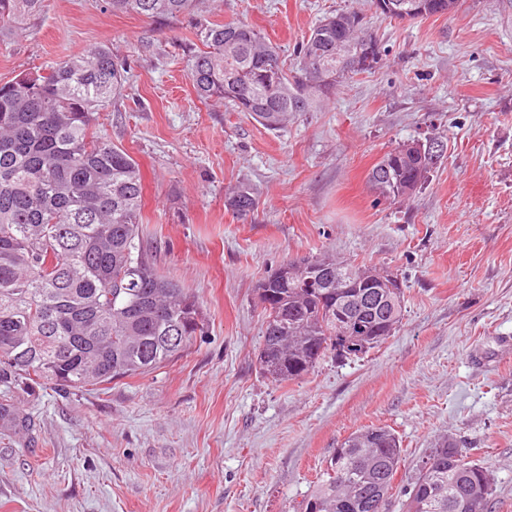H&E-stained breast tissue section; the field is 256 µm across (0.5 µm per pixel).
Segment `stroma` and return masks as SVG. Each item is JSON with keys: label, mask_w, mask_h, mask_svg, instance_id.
<instances>
[{"label": "stroma", "mask_w": 512, "mask_h": 512, "mask_svg": "<svg viewBox=\"0 0 512 512\" xmlns=\"http://www.w3.org/2000/svg\"><path fill=\"white\" fill-rule=\"evenodd\" d=\"M342 9L370 17L382 59L321 111L275 132L196 98L183 48L197 20L250 24L292 69L298 42ZM100 44L129 71L97 128L138 162L144 244L206 326L108 393L15 396L39 427L31 446L0 439V512H296L333 450L371 427L403 450L390 512L448 437L492 469L491 512H512V9L461 0L399 21L367 0H200L159 24L45 0L22 33L0 35V81ZM432 138L446 150L428 182L405 203L377 199L379 159ZM242 182L259 200L245 219L224 206ZM324 254L398 273L402 322L363 355L272 382L256 288L282 262Z\"/></svg>", "instance_id": "35a3bbf8"}]
</instances>
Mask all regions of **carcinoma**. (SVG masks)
Segmentation results:
<instances>
[{
	"mask_svg": "<svg viewBox=\"0 0 512 512\" xmlns=\"http://www.w3.org/2000/svg\"><path fill=\"white\" fill-rule=\"evenodd\" d=\"M411 21L458 11L460 0H408ZM44 0H0V30L38 16ZM198 0H104L112 12L155 22L195 12ZM357 10L323 17L286 71L279 53L245 23H202L188 76L202 103L220 102L268 130L297 112H316L351 75L368 71L380 50L365 40ZM124 65L106 45L70 56L51 71H23L0 83V433L32 434L36 420L13 397L35 388L67 394L105 391L151 373L202 335L196 297L158 273L143 245L139 164L95 131L96 115L121 94ZM438 160L402 144L372 167L378 198L400 203ZM240 217L257 210L254 189L225 196ZM369 265L326 257L288 261L257 288L264 313L262 373L274 382L303 378L328 351L358 356L380 345L403 316L360 277ZM340 272L339 292L328 272ZM402 463L398 436L373 427L349 436L329 456L301 512H388ZM405 512H489V467L466 459L453 440L438 441L408 482Z\"/></svg>",
	"mask_w": 512,
	"mask_h": 512,
	"instance_id": "1",
	"label": "carcinoma"
}]
</instances>
